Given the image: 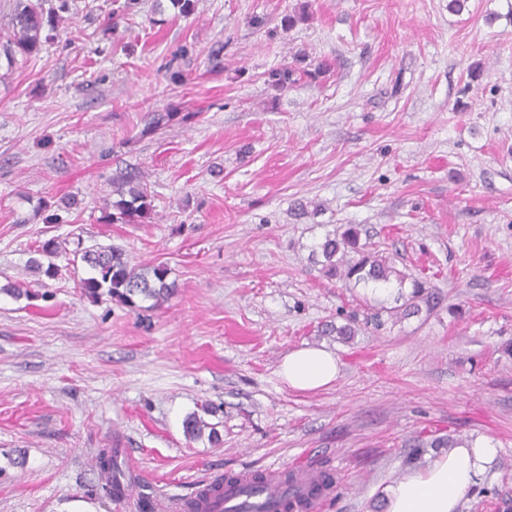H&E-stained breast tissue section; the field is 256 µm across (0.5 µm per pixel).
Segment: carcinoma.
I'll return each mask as SVG.
<instances>
[{
    "mask_svg": "<svg viewBox=\"0 0 512 512\" xmlns=\"http://www.w3.org/2000/svg\"><path fill=\"white\" fill-rule=\"evenodd\" d=\"M47 0H14L9 21L6 43L3 52L8 64L17 62V57L26 60L40 52L42 46L53 41L62 13L68 9L67 0H59V5L44 8ZM272 86L284 90L297 81V71L286 67L271 74ZM119 199L106 203L112 208V222L133 224L147 217L151 212L149 194L142 186H131L123 190L115 189ZM329 271L340 274L348 281L385 286L391 278H396L398 285H403L405 276L397 272L388 258L371 252L360 245V232L350 226L341 234L326 237L320 245ZM81 260L88 266L90 276L81 281L82 288L91 296L107 295L111 299L131 308L138 302L152 300L158 305L175 290L173 281H168L169 270L166 266L133 265L125 252L112 245H100L84 251ZM396 301L400 305L387 310L390 316L409 318L422 312L430 313L436 307L434 293L424 283L413 281L412 291L405 295L398 293ZM207 428L201 417L192 413L184 421L186 435L199 440ZM97 466L102 479L101 490L110 498L117 497L129 487L134 478L127 474L118 461L114 448H103L97 457ZM282 483L288 488L287 500L283 512H304L307 502L320 496L334 483L333 473L329 468L320 470V474L303 487H298L297 473L287 470L281 475Z\"/></svg>",
    "mask_w": 512,
    "mask_h": 512,
    "instance_id": "carcinoma-1",
    "label": "carcinoma"
}]
</instances>
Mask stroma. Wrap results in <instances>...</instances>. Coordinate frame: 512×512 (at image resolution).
<instances>
[{
  "label": "stroma",
  "mask_w": 512,
  "mask_h": 512,
  "mask_svg": "<svg viewBox=\"0 0 512 512\" xmlns=\"http://www.w3.org/2000/svg\"><path fill=\"white\" fill-rule=\"evenodd\" d=\"M68 4L57 40L0 57V512H126L103 448L140 473L137 512L323 465L319 512H381L435 439L498 447L462 512H512V0ZM123 176L145 223L104 218ZM352 225L433 286L430 316L375 329L392 296L325 273L319 244ZM50 239L51 278L29 265ZM99 245L167 264L175 293L89 296L75 253ZM304 345L336 353L334 385L280 380ZM205 404L215 444L184 432ZM97 466L102 479L103 493L111 499L118 498L115 501L119 503L129 498L124 490L133 483L134 478L127 475V471L122 468L116 448L101 449L97 457Z\"/></svg>",
  "instance_id": "stroma-1"
}]
</instances>
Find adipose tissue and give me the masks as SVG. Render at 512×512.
Here are the masks:
<instances>
[{
  "instance_id": "1",
  "label": "adipose tissue",
  "mask_w": 512,
  "mask_h": 512,
  "mask_svg": "<svg viewBox=\"0 0 512 512\" xmlns=\"http://www.w3.org/2000/svg\"><path fill=\"white\" fill-rule=\"evenodd\" d=\"M335 353L318 347L290 351L279 367L291 389L315 391L335 383L339 376ZM498 453L491 445L460 443L435 458L422 471H408L390 487L385 512H459L465 494L474 488Z\"/></svg>"
}]
</instances>
